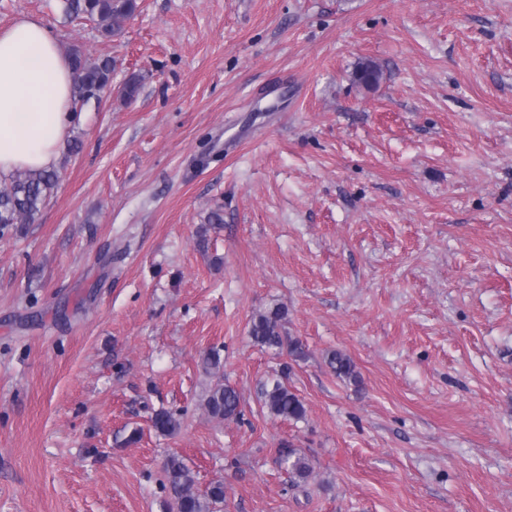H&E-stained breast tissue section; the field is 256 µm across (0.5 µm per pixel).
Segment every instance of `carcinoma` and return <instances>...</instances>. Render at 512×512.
Wrapping results in <instances>:
<instances>
[{"instance_id": "obj_1", "label": "carcinoma", "mask_w": 512, "mask_h": 512, "mask_svg": "<svg viewBox=\"0 0 512 512\" xmlns=\"http://www.w3.org/2000/svg\"><path fill=\"white\" fill-rule=\"evenodd\" d=\"M62 19L71 22L75 19L92 20L97 23V31L103 37L121 32L125 22L138 8L137 0H59ZM76 72L73 101L87 103L100 100L101 94L112 87V72L115 61L108 56L92 59L80 47L74 45L69 50ZM381 72L377 65L364 63L356 73L357 80L368 86L378 82ZM145 76L131 74L120 86L121 99L128 103L135 100L140 92ZM58 174L54 170H22L13 173L8 183L0 188V227L11 224H34L51 191L55 188ZM287 310L275 306L257 314L250 327V337L262 347L287 349L294 360L306 358L305 346L298 339L284 335ZM325 363L340 380L357 381L358 372L352 358L340 350H332L325 356ZM206 372L215 376L224 367L220 350L212 349L202 356ZM289 366H284L281 375L262 388L263 404L268 412L285 420L305 419L307 409L302 399L286 384ZM240 392L233 386L218 379L209 386L202 398V406L207 416L216 421L233 420L240 416ZM182 415L169 409L154 411L151 423L161 435H172L181 427ZM279 460L288 468L292 484L298 486L312 478L314 468L310 460L301 454L290 441L280 443L277 448ZM164 488L171 495L169 512H221L226 500L224 483L215 481L204 491L196 489V474L185 459L174 453L167 459L164 468Z\"/></svg>"}]
</instances>
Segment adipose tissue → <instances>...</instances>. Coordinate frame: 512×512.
<instances>
[{"label": "adipose tissue", "mask_w": 512, "mask_h": 512, "mask_svg": "<svg viewBox=\"0 0 512 512\" xmlns=\"http://www.w3.org/2000/svg\"><path fill=\"white\" fill-rule=\"evenodd\" d=\"M73 69L36 16L0 27V179L19 170H51L75 115Z\"/></svg>", "instance_id": "1"}]
</instances>
